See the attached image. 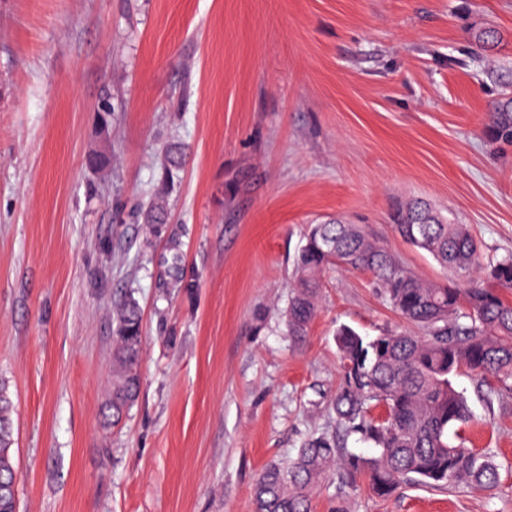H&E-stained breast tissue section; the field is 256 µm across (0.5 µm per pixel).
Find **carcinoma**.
<instances>
[{
    "label": "carcinoma",
    "instance_id": "1",
    "mask_svg": "<svg viewBox=\"0 0 512 512\" xmlns=\"http://www.w3.org/2000/svg\"><path fill=\"white\" fill-rule=\"evenodd\" d=\"M491 142L512 145V101L489 114ZM183 148L160 151L163 185L174 183ZM148 224H165L168 212L158 196L142 206ZM396 233L426 251L453 276L424 282L362 226L330 219L312 224L298 251L296 278L286 311L288 335L305 342L317 315L321 274L331 265L372 274L384 301L420 332L382 330L371 336L342 324L336 329L341 380L330 398L337 433L305 440L296 456L271 463L254 485V512H312V494L327 470L339 465L354 480L368 479L383 498L399 484L433 487L465 482L491 490L499 468L484 450L468 445L459 430L470 422L467 399L454 377L467 371L489 392L512 391V303L477 286L484 276L512 287V255L482 260L467 225L444 217L423 202H412L393 217ZM112 423L137 401L141 388L142 318L129 296L113 306ZM14 403L0 381V477L16 473ZM375 449L364 457L347 448L350 436Z\"/></svg>",
    "mask_w": 512,
    "mask_h": 512
}]
</instances>
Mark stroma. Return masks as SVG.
<instances>
[{
	"label": "stroma",
	"mask_w": 512,
	"mask_h": 512,
	"mask_svg": "<svg viewBox=\"0 0 512 512\" xmlns=\"http://www.w3.org/2000/svg\"><path fill=\"white\" fill-rule=\"evenodd\" d=\"M508 98L512 0H0V380L19 512H254L262 469L334 429L337 327L404 325L369 274L332 266L306 342L291 340L308 225H362L442 282L390 224L418 199L484 256L512 254V147L486 132ZM171 143L185 159L166 191ZM158 194L170 219L154 228L141 206ZM127 295L141 390L115 427ZM455 382L497 488L408 482L382 500L335 468L313 512H512V393ZM112 425L118 423L137 401L141 388L140 356L142 318L137 301L129 296L113 306Z\"/></svg>",
	"instance_id": "35a3bbf8"
}]
</instances>
